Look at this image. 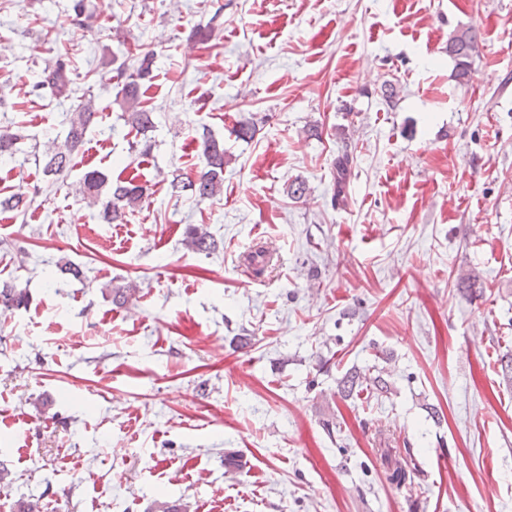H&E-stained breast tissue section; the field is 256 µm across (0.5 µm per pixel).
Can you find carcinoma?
<instances>
[{"label": "carcinoma", "mask_w": 512, "mask_h": 512, "mask_svg": "<svg viewBox=\"0 0 512 512\" xmlns=\"http://www.w3.org/2000/svg\"><path fill=\"white\" fill-rule=\"evenodd\" d=\"M70 12L72 21L77 25H85V20L92 17L89 11L88 0H71ZM476 52V35L467 30L455 34L448 39V55L454 60L456 77L463 82L468 78L473 56ZM154 50L149 46H140L138 52L131 56V65L119 66L121 88L116 100L123 109L124 124L140 135L155 127L153 109L145 105L144 96L147 92L145 82L152 78V65ZM49 90L51 95L68 100L75 94L69 61L58 56L42 71L40 80L32 86V92L41 94ZM98 109L92 98L78 100L73 111L67 113L68 129L64 137L58 136L48 139L44 150L40 153H29L20 147L23 135L13 131L10 127H0V160H16L22 157V162L34 157L35 163L42 166L44 176L57 182L64 179L73 167L74 155L81 149L86 140V134L91 129L94 119L97 118ZM195 139L200 146L202 167L196 177L175 176L171 185L174 189L187 192L198 202L215 199L224 191V163L226 151L224 141L215 137L210 129L202 127L196 131ZM353 156L349 147H344L336 156L334 168L336 170L335 202H345V187L352 177ZM78 194L91 204L101 206L102 219L109 224L123 223L126 214L141 207L150 195L149 184L141 183L136 178L129 180L117 179L108 182L107 176L98 169H91L84 173L79 181ZM32 199L24 195H11L0 200V208L17 213L26 212ZM184 245L186 249L210 255L218 250V241L206 229L191 225L187 228ZM139 293L138 285L127 283L123 286L110 289L109 296L112 302L119 305H128L136 299ZM29 293L27 289L20 288L11 282H0V307L6 309H20L27 306Z\"/></svg>", "instance_id": "1"}]
</instances>
